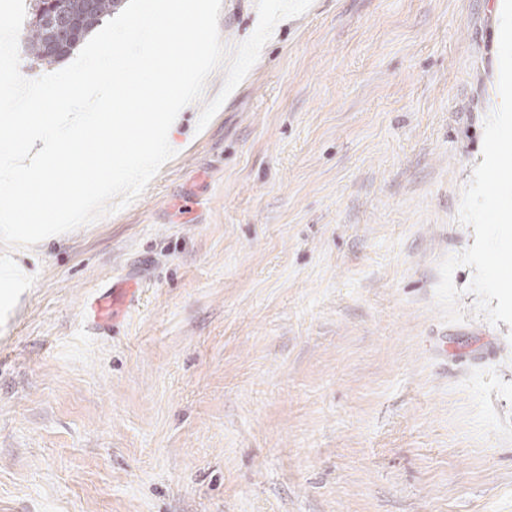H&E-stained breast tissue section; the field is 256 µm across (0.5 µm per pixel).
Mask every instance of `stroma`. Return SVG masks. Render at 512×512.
I'll use <instances>...</instances> for the list:
<instances>
[{
	"label": "stroma",
	"mask_w": 512,
	"mask_h": 512,
	"mask_svg": "<svg viewBox=\"0 0 512 512\" xmlns=\"http://www.w3.org/2000/svg\"><path fill=\"white\" fill-rule=\"evenodd\" d=\"M503 0H312L128 206L0 288V512H512V327L458 220ZM256 0H222L227 52ZM131 293L108 329L88 308Z\"/></svg>",
	"instance_id": "1"
}]
</instances>
